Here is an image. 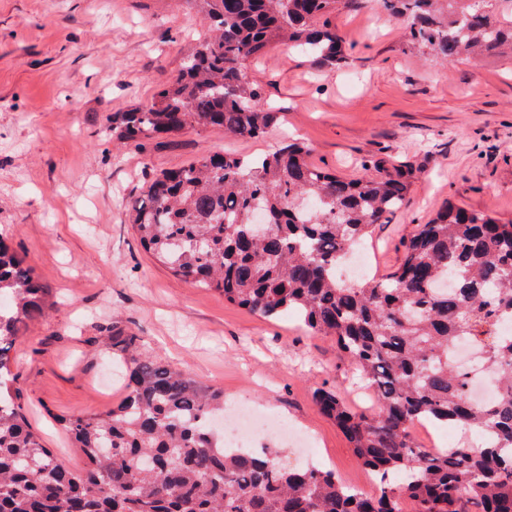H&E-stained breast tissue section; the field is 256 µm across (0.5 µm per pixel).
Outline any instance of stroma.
Returning <instances> with one entry per match:
<instances>
[{"mask_svg": "<svg viewBox=\"0 0 512 512\" xmlns=\"http://www.w3.org/2000/svg\"><path fill=\"white\" fill-rule=\"evenodd\" d=\"M329 20L346 63L311 68L290 45L247 64L282 118L263 138L194 127L117 147L106 118L152 100L207 29L183 0H0V234L49 307L14 338L12 389L60 462L81 467L53 414L120 401V369L102 338L223 389L225 405L266 411L309 436V463L365 493L375 483L316 404L336 391L376 409L335 343L292 313L266 318L174 275L141 246L132 204L164 169L212 152L262 155L294 133L315 166L345 177L408 175L406 203L365 244L388 273L416 225L454 203L512 220V52L442 61L408 40L376 0H341Z\"/></svg>", "mask_w": 512, "mask_h": 512, "instance_id": "35a3bbf8", "label": "stroma"}]
</instances>
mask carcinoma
I'll return each mask as SVG.
<instances>
[{
  "mask_svg": "<svg viewBox=\"0 0 512 512\" xmlns=\"http://www.w3.org/2000/svg\"><path fill=\"white\" fill-rule=\"evenodd\" d=\"M209 36L151 102L112 114L127 145L189 127L257 138L279 118L247 63L288 40L316 69L345 61L327 19L340 0H184ZM410 40L439 59L512 50L499 0H377ZM288 143L260 158L209 153L161 171L132 207L142 247L187 282L264 317L296 313L330 337L368 382L377 410L348 407L332 390L317 403L336 420L366 471L365 494L331 470L285 465L276 450H230L210 425L224 391L115 342L128 363L125 396L105 413L58 416L86 459L59 462L35 434L9 382L11 344L45 314L44 288L0 236V512H512V222L448 205L403 240L397 269L348 284L347 253L404 205V176L348 180L310 164ZM268 231L253 234L252 212ZM468 339L498 385L470 395L451 344ZM461 426L480 441L430 449L417 423Z\"/></svg>",
  "mask_w": 512,
  "mask_h": 512,
  "instance_id": "1",
  "label": "carcinoma"
}]
</instances>
